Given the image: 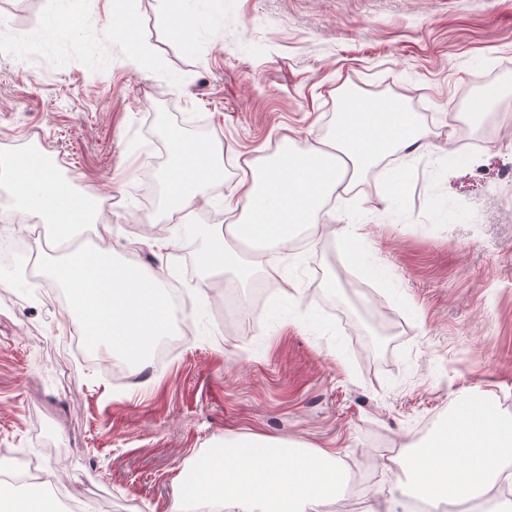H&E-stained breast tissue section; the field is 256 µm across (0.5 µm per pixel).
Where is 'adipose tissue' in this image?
<instances>
[{"mask_svg": "<svg viewBox=\"0 0 512 512\" xmlns=\"http://www.w3.org/2000/svg\"><path fill=\"white\" fill-rule=\"evenodd\" d=\"M76 31L70 21L54 15L25 31L21 43L51 52ZM163 143L167 211L191 207L211 185L223 182L222 148L191 140L176 126L165 129ZM424 147L417 117L400 99L344 96L327 140L301 147L288 136L268 159L245 160L248 177L224 198L237 220L226 225L224 234L201 236L197 263L203 281L228 269L248 280L255 264L243 257L242 247H284L303 231L320 235L336 217L326 208L335 193L387 157ZM214 444L215 452L198 457L181 475L169 512H187L191 502L201 512H321L347 480V466L333 449L312 450L260 435L218 437ZM402 470L406 482L400 490L406 497L456 501L488 496L499 483L512 484V418L490 401L464 399ZM49 487L43 481L18 490L0 481V512H57Z\"/></svg>", "mask_w": 512, "mask_h": 512, "instance_id": "ef3b65f1", "label": "adipose tissue"}]
</instances>
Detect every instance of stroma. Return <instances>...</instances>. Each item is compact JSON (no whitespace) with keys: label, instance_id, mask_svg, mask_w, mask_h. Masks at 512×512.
Segmentation results:
<instances>
[{"label":"stroma","instance_id":"35a3bbf8","mask_svg":"<svg viewBox=\"0 0 512 512\" xmlns=\"http://www.w3.org/2000/svg\"><path fill=\"white\" fill-rule=\"evenodd\" d=\"M53 7L0 0L12 45L0 52V149L35 146L111 199L108 246L182 289L188 335L164 368L118 385L111 356L72 353L65 304L43 300L52 284L0 288V449L35 456L84 512H168L215 437H284L370 468L355 504L381 512L374 489L405 479L384 468V446L410 456L421 422L462 395L512 417V0H211L184 36L158 0H127L120 15L67 0L91 35L31 63L16 43ZM141 45L154 67L136 61ZM347 93L403 98L426 150L365 171L329 203L335 233L292 250L288 267L263 254L255 279L272 289L259 311L231 307L250 287L199 293L198 233L231 222L224 197L242 160L288 135L327 139ZM467 104L493 120L482 143L460 141ZM194 122L223 147V185L180 217L158 196L143 205L144 176L165 165L162 128ZM276 306L289 315L273 320Z\"/></svg>","mask_w":512,"mask_h":512}]
</instances>
